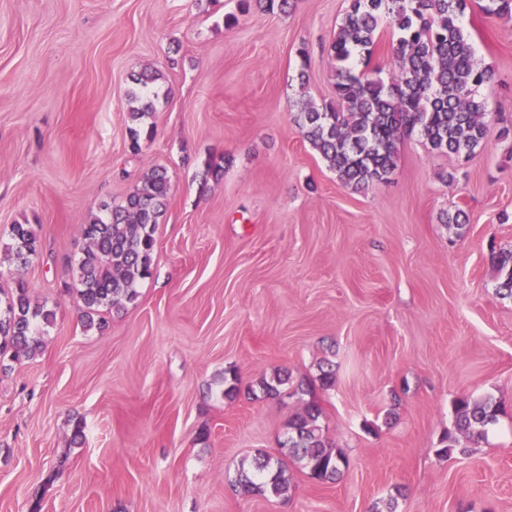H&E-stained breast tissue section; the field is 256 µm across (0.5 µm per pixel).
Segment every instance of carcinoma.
Listing matches in <instances>:
<instances>
[{
    "label": "carcinoma",
    "instance_id": "carcinoma-1",
    "mask_svg": "<svg viewBox=\"0 0 512 512\" xmlns=\"http://www.w3.org/2000/svg\"><path fill=\"white\" fill-rule=\"evenodd\" d=\"M265 12L285 13L295 0H240V12L251 2ZM484 15L512 19V0H481ZM469 0H350L336 27L329 52L335 59L334 98L318 105L297 102L295 122L303 138L336 172L340 181L358 189L388 179L395 167L402 137L413 133L431 149L454 155H472L485 148L490 131L489 113L480 89L495 80L490 65L476 60L462 18ZM391 30L387 54L388 77L364 71ZM161 75L143 70L133 81L130 99L141 103L128 113L130 150L138 153L146 120L152 116L149 94ZM171 179L163 167H154L125 198L90 216L81 225L85 247L77 259L72 290L80 300L86 327L102 328L104 313L134 302L137 288L149 276L156 255L155 229L166 212ZM6 255L17 269L37 254L40 241L29 224H14ZM499 282L497 290L512 298V250L492 252ZM0 356L14 360L33 355L41 346V331L53 325L56 313L32 298L18 281L0 299ZM292 394L312 392V384H293L286 371L261 378L266 396H277L283 386ZM453 424L438 454L466 455L460 439H479L503 412L490 397L461 394L452 403ZM322 409L316 399L303 403L292 419L284 447L307 475L319 483L336 480L347 459L323 435ZM288 466L270 456L256 458L252 469L235 479L241 495L280 496L289 490Z\"/></svg>",
    "mask_w": 512,
    "mask_h": 512
}]
</instances>
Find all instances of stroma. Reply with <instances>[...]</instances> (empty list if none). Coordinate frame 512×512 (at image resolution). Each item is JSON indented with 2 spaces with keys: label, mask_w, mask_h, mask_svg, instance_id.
<instances>
[{
  "label": "stroma",
  "mask_w": 512,
  "mask_h": 512,
  "mask_svg": "<svg viewBox=\"0 0 512 512\" xmlns=\"http://www.w3.org/2000/svg\"><path fill=\"white\" fill-rule=\"evenodd\" d=\"M348 6L0 0V288L23 276L56 312L34 357L0 360V512H512V299L490 261L512 248V20L475 5L462 19L496 71L486 147L407 137L388 180L357 190L293 121L300 93L334 94ZM145 69L160 103L135 154L128 92ZM212 157L224 174L207 181ZM158 165L172 190L152 274L86 329L65 289L79 226ZM459 208L460 228L445 221ZM15 224L41 242L19 274L3 259ZM326 361L320 423L347 468L319 483L292 461L285 495L238 494L242 463L285 456L301 408L250 386ZM463 393L506 412L470 454L438 456Z\"/></svg>",
  "instance_id": "35a3bbf8"
}]
</instances>
